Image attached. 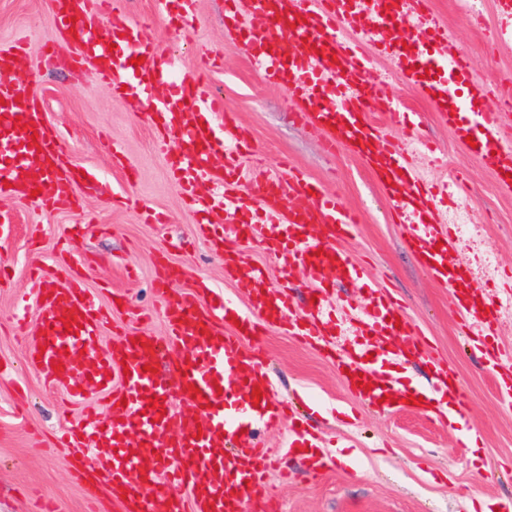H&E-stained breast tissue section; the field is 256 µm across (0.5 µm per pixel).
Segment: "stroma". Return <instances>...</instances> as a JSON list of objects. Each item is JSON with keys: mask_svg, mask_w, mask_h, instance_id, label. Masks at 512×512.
Listing matches in <instances>:
<instances>
[{"mask_svg": "<svg viewBox=\"0 0 512 512\" xmlns=\"http://www.w3.org/2000/svg\"><path fill=\"white\" fill-rule=\"evenodd\" d=\"M197 2L199 21L188 30L155 17L151 0H123L121 8L144 25L163 51L223 55V68L208 77L210 88L249 132L268 168L288 158L359 214L361 223L343 241V249L367 277L377 279L379 287L403 304L434 352L458 372L470 401V423L479 432L476 444L465 447L450 425L422 413L365 410L346 393L326 351L272 327L254 339L267 355L271 390L294 402L324 432L328 465L308 475L303 454L284 458L283 466L301 478L287 485L271 473L269 496L278 500L280 512H477L485 500L512 501V476L500 471L512 466V408L500 400L479 355L467 349L448 289L420 271L403 226L392 223L388 198L362 159L343 148L327 152L321 132L296 119L287 91L259 75L233 26L225 22L224 0ZM430 7L453 34L449 53L467 54L477 77L496 83L512 75V43L493 40L499 25L495 0H480L482 21L476 25L463 20L455 0H431ZM21 33L28 43L29 85L42 100L69 160L82 167L86 178L76 185L72 204L61 209L41 210L0 197V211L15 221L11 234L0 237V259L14 272L11 284L0 288V512H36L47 501L57 502L63 512H88L68 466L73 449L53 447L52 442L86 412L108 420L112 411L95 392L85 402L64 406L61 392L44 388L28 369L15 318L24 311L30 324L40 321L33 266L58 262L60 236L69 233L73 252L82 258L87 287L110 308L103 329L107 339L125 331L163 333L164 315L154 287L155 260L163 253L188 278L209 280L226 296L237 297L242 308L250 302L236 296L223 259L196 238L197 215L155 147L154 119L147 107L113 97L108 86L88 76L48 64L45 45L55 44L61 55L74 48L58 41L46 0H0V45ZM374 77L398 98L399 108L374 112L373 122L403 145L414 131L433 140L435 151L413 157L426 179L444 182L453 174L470 185L472 221L452 226L458 249L451 258L468 269L478 286L500 298L497 332L488 342L512 351V297L502 286L512 274V193L501 190L498 175L454 139L426 101L390 76L386 57H376ZM111 138L122 145L120 159L112 157ZM116 193L130 196V203L113 202ZM144 205L167 216L165 228L142 222ZM116 255L124 256V264H113ZM115 295L123 305L112 306Z\"/></svg>", "mask_w": 512, "mask_h": 512, "instance_id": "35a3bbf8", "label": "stroma"}]
</instances>
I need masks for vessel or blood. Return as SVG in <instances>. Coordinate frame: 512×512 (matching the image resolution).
Returning a JSON list of instances; mask_svg holds the SVG:
<instances>
[{"mask_svg": "<svg viewBox=\"0 0 512 512\" xmlns=\"http://www.w3.org/2000/svg\"><path fill=\"white\" fill-rule=\"evenodd\" d=\"M254 27L244 28L245 44L261 76L283 86L300 121L324 132L328 151L344 147L359 155L378 176L395 223L420 268L448 288L465 335L474 339L492 374L501 400L512 406L511 355L486 347L494 335L496 302L473 284L466 268L449 254L455 236L436 221L439 192L419 179L408 152L370 119L388 98L373 79L364 45L387 56L390 71L428 100L437 118L457 141L472 138L474 157L501 176L512 192V133L503 119L512 106L473 112L474 103L492 95L475 76L467 55L442 58L448 31L433 15L429 0H249ZM49 17L61 37H73L76 51L60 57L67 70L109 84L113 94L149 101L168 151L171 137L180 150L169 153L172 178L184 189L198 215L197 232L224 259V272L240 293L253 298L242 313L206 279L190 289L179 286L181 269L165 257L156 260V290L162 298L163 335L124 334L104 346L106 308L85 287L74 265L37 266L43 281L41 323L25 338L29 370L71 401L89 390L106 394L111 420L89 415L65 428L62 439L83 454L73 468L83 492L97 500L101 473L111 490L115 512H278L266 493L273 454L261 428L290 423L293 449L305 452L310 472L326 466L320 437L293 418L268 390L263 355L252 340L262 328L277 326L311 347L335 335L336 309L322 297L329 272L371 287L360 266L338 242L358 227L357 215L297 168L281 163L277 172L252 173L242 159L253 154L248 134L224 111L204 75L189 62L173 65L112 0H48ZM156 16L184 27L197 19L196 0H154ZM410 25L400 31L399 22ZM28 62L24 41L0 47V196L30 199L32 189L45 207L70 202L80 174L66 159L44 105L16 74ZM213 193H199L202 184ZM260 201L266 222L263 243L283 276L302 270L318 295L302 318L284 290L272 288L265 267L243 249L254 226L248 217ZM360 317L381 335L380 344H357L345 370L347 392L386 413L416 397V411L448 420L468 418L469 403L460 377L446 359L433 355L426 336L407 319L403 305L384 293ZM72 327H65V319ZM174 357H167V350ZM427 361L429 389L400 388L387 373L388 356Z\"/></svg>", "mask_w": 512, "mask_h": 512, "instance_id": "vessel-or-blood-1", "label": "vessel or blood"}]
</instances>
